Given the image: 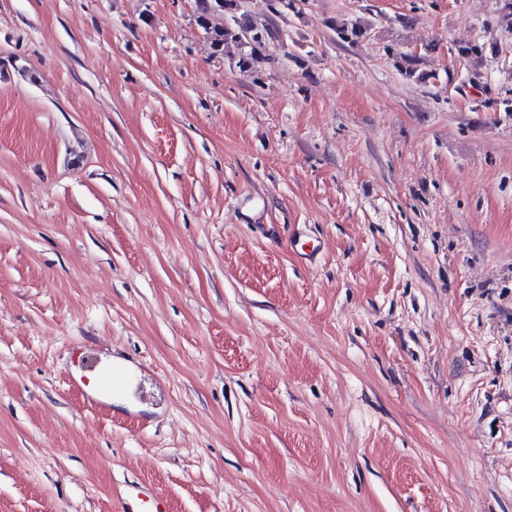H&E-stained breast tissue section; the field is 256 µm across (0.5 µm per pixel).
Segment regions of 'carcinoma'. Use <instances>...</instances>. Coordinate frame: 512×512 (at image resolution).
Listing matches in <instances>:
<instances>
[{"instance_id": "cac0c4a2", "label": "carcinoma", "mask_w": 512, "mask_h": 512, "mask_svg": "<svg viewBox=\"0 0 512 512\" xmlns=\"http://www.w3.org/2000/svg\"><path fill=\"white\" fill-rule=\"evenodd\" d=\"M195 3L196 22L215 51H224V45L229 42L238 44L241 47L238 67L244 72L255 70L266 59V44L272 32L241 13L239 0H195ZM370 31L371 25L359 20L334 26L337 38L349 43L363 41ZM458 52L467 58L481 59L493 49L474 42L458 47ZM418 65L419 58L412 54L394 56V67L400 75L425 82L430 75L420 71Z\"/></svg>"}]
</instances>
